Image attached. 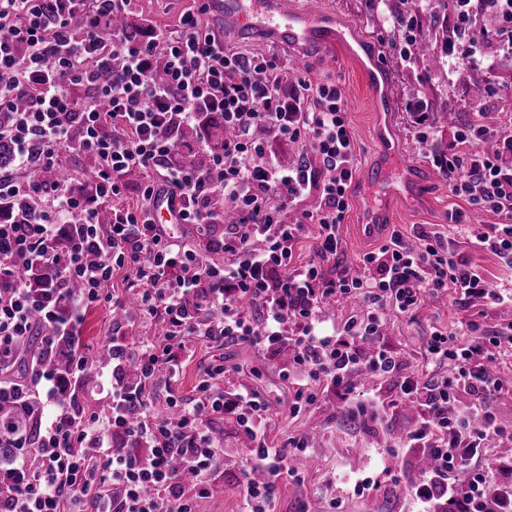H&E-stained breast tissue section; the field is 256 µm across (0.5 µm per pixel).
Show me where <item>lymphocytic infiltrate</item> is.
Wrapping results in <instances>:
<instances>
[{
  "instance_id": "lymphocytic-infiltrate-1",
  "label": "lymphocytic infiltrate",
  "mask_w": 512,
  "mask_h": 512,
  "mask_svg": "<svg viewBox=\"0 0 512 512\" xmlns=\"http://www.w3.org/2000/svg\"><path fill=\"white\" fill-rule=\"evenodd\" d=\"M177 35L143 23L134 38L114 34L104 42L98 28L134 11V0H0V141L12 147L13 166L0 169V206H25V224L0 222V399L21 400L43 392L56 416L37 442L15 429L0 432L1 448L19 449L20 485L0 478V512H194V498L208 492L205 477L219 446L204 422L223 413L218 386L224 366L204 373L199 396H168L157 413L152 387L173 385L196 338L224 339L271 350L288 343L292 360L283 374L295 387L297 414L313 405L323 383L334 385L355 416L377 417L384 407H411L413 427L386 448L378 467L392 482L401 477L393 459L421 455L430 461L408 493L418 512L439 503H462V512H512V465L496 461L492 445L512 439V423L497 412L512 397L497 373L512 345V322L501 339L477 336L475 320L450 330L432 327L424 358L401 375L398 353L384 327L390 312H411L426 298L451 292L456 302L479 299L491 307L512 306V292L490 289L475 267L463 262L453 239L420 228L414 241L392 231L386 244L368 252L358 276L327 275L325 263L339 248V226L354 179L355 148L346 102L338 82L312 81L283 65L277 54L242 52L223 34L204 27L211 0H196ZM495 13L499 35L478 21ZM448 53L463 66H485L492 41L512 51V0H448ZM222 123L230 130L221 152L206 168L182 159V131ZM486 134L475 131L465 155L435 158L456 195L494 212L498 223L475 236L478 246L512 257V168L483 150ZM300 146L295 167L279 165L284 144ZM89 155L94 164L87 190L59 174L62 153ZM142 170L141 207L115 211L109 224L97 220L99 201L123 194L124 176ZM181 201L182 223L210 232L223 225L211 248L224 262L205 261L187 249L169 225L154 223L151 206L160 193ZM315 195L312 209L296 203ZM318 227L315 261L292 262L307 225ZM28 257L18 266L16 257ZM138 289V309L159 322L160 337L132 348L113 342L108 407L84 411L71 389L93 366L72 361L59 373L42 356L74 335L84 309L95 304L123 310L109 290L115 268ZM204 305L189 299L202 284ZM356 301L342 327L322 328L328 302ZM259 306L253 322L245 304ZM41 339L30 374L16 373L20 349ZM455 361L454 372L435 368ZM136 365L139 380L126 378ZM401 375L397 398L358 389L354 377ZM237 423L251 456V469L265 481L244 477L243 512H270L275 479L289 454L306 451L299 437L288 448H271L262 426L267 403L240 388ZM123 436L130 449L116 452ZM194 497H187L185 483Z\"/></svg>"
}]
</instances>
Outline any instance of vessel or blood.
<instances>
[{"label": "vessel or blood", "instance_id": "1", "mask_svg": "<svg viewBox=\"0 0 512 512\" xmlns=\"http://www.w3.org/2000/svg\"><path fill=\"white\" fill-rule=\"evenodd\" d=\"M220 16L225 30L239 36L271 38L288 48L297 50L300 57H320L336 42L345 38L337 29L333 16L321 6L305 4L295 9L291 0H222ZM367 84L379 111L378 118L388 121L387 75L381 68L367 70ZM380 162L370 167L364 178L369 190H383L384 194L411 193L423 187L424 180L410 164L392 166L400 149L388 136L377 138ZM180 204L167 195H159L152 215L156 223L175 224L179 221ZM388 214L381 204L371 203L364 210V222L357 225L358 236L371 240L382 232Z\"/></svg>", "mask_w": 512, "mask_h": 512}]
</instances>
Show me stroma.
Segmentation results:
<instances>
[{
	"label": "stroma",
	"mask_w": 512,
	"mask_h": 512,
	"mask_svg": "<svg viewBox=\"0 0 512 512\" xmlns=\"http://www.w3.org/2000/svg\"><path fill=\"white\" fill-rule=\"evenodd\" d=\"M193 0H138L137 8L151 21L158 32L174 35L180 32L183 14L192 9ZM324 8L332 13L338 26L357 39L374 45L378 65L387 74L388 93L392 101L391 124L400 144V160H411L423 174L427 187L422 200L411 201L401 196L390 202L389 230H397L406 239H413V231L422 224L434 225L443 231L451 229L449 216L459 212L464 223L480 227L496 223V216L474 207L465 197L454 195L438 168L432 163L435 149L457 146L467 152L468 143L458 135L476 118L472 103L478 89L485 85L486 75L477 69L442 63L440 66L404 65L396 49V34L391 24L389 8L368 13L365 0H323ZM232 45L244 49L272 50L296 68L302 76L314 80H338L346 91L347 122L355 146V164L364 168L375 160V106L367 88L364 73L358 61L346 46L338 44L319 59H297L289 49L272 39L256 40L232 38ZM422 99L449 109L448 124L442 128L423 129L414 122L409 107L414 99ZM484 110L492 128L512 135V54L497 59V82L492 94L484 101ZM366 205L361 178H354L349 191V207L339 227L340 249L335 262L326 270L336 274L345 270L355 272L362 267L367 249L361 246L353 233L361 223ZM458 253L485 276L497 289H512V267L506 260L476 246L467 237H459ZM110 289L115 296L129 303L131 310L122 324H115L110 307L100 305L83 313L78 335L83 344L93 347L116 340L132 346L154 338L155 321L134 310V292L126 270L112 273ZM478 320L484 333L495 336L503 325L512 321V309H492L481 302L463 306L455 303L450 294L427 298L409 314L391 313L388 341L396 349L405 368H412L421 352L431 326L452 327L461 319ZM194 356L183 363L173 388L157 383L153 393L166 398L168 390L190 399L197 395L198 382L208 368L222 364L229 373L222 386L233 392L243 385L250 386L269 406L266 423L269 444L281 447L289 438L316 431L317 439L305 455L295 461L296 474L280 473L276 480L277 493L272 512H307L316 506L317 512H414V504L389 481H381L371 496L354 495L347 483L349 476L371 471L383 448L394 442L410 427L411 419L404 413L386 410L375 422L358 425L340 421L333 406L338 398L334 388L322 389L308 410L290 414L288 405L294 388L284 379L281 370L288 364L287 350L275 353L236 342H215L196 339ZM212 434L218 435L223 452L207 475L210 484L220 491L197 499L196 512H240L242 507L240 481L246 470L247 448L242 443L240 428L232 415L214 416L209 421Z\"/></svg>",
	"instance_id": "obj_1"
}]
</instances>
